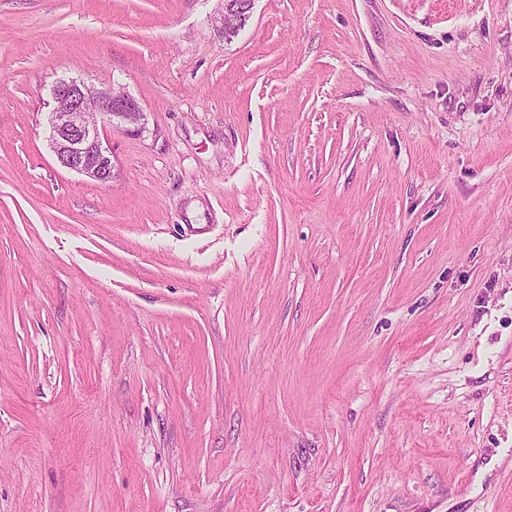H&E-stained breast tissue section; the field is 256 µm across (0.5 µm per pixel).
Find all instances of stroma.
Here are the masks:
<instances>
[{
	"mask_svg": "<svg viewBox=\"0 0 512 512\" xmlns=\"http://www.w3.org/2000/svg\"><path fill=\"white\" fill-rule=\"evenodd\" d=\"M0 512H512V0H0ZM54 108L48 115V142L58 164L100 183L115 177L106 127L116 132L141 133L146 112L126 92L85 79H59L51 88ZM69 113H92L93 121L73 119Z\"/></svg>",
	"mask_w": 512,
	"mask_h": 512,
	"instance_id": "35a3bbf8",
	"label": "stroma"
}]
</instances>
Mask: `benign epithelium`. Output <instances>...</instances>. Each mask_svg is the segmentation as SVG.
I'll return each mask as SVG.
<instances>
[{"mask_svg": "<svg viewBox=\"0 0 512 512\" xmlns=\"http://www.w3.org/2000/svg\"><path fill=\"white\" fill-rule=\"evenodd\" d=\"M54 108L48 115V142L58 164L97 183L115 177L105 128L141 133L146 112L129 94L85 79H59L51 88Z\"/></svg>", "mask_w": 512, "mask_h": 512, "instance_id": "obj_1", "label": "benign epithelium"}]
</instances>
